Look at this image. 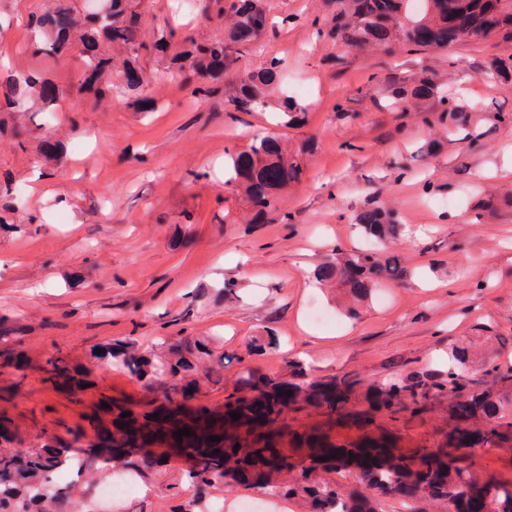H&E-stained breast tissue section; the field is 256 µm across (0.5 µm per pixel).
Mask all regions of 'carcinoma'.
Returning <instances> with one entry per match:
<instances>
[{"instance_id": "obj_1", "label": "carcinoma", "mask_w": 512, "mask_h": 512, "mask_svg": "<svg viewBox=\"0 0 512 512\" xmlns=\"http://www.w3.org/2000/svg\"><path fill=\"white\" fill-rule=\"evenodd\" d=\"M336 12L329 27L315 19L311 25L318 35L336 39L359 50L391 52L397 46L408 52L420 48L446 49L453 44L472 42L493 35L512 41V0H424L425 10L409 13L410 0H335ZM112 23L102 25L84 18L80 38L85 54L86 77L77 92L91 94L101 102L116 95L138 112H148L146 101L136 97L143 83L133 79L142 70L140 56L157 52L171 55L179 71L194 72L204 79L218 80L224 67L240 53L238 46L260 36L267 27L268 16L261 0H210L216 17H230L228 39L197 43L180 35L176 27L151 41L137 38L138 15L128 10L129 0H107ZM404 14L407 22L398 19ZM31 26L43 36L38 51L57 55L71 44L78 25L72 0H56L48 9L35 14ZM278 62L270 60L240 81L239 87L224 98V111L250 112L266 104L265 90L273 81ZM492 80L512 78V54L496 58L487 73ZM10 108L22 111L24 96L36 94L49 109L57 108L59 92L39 72L24 76L21 86L10 90ZM428 125L440 124L450 129L465 126L461 106L445 97L425 116ZM298 165L283 158L278 142L271 137L257 138L246 152L230 157L228 179L244 186L255 216L264 218L274 209L275 191L299 179ZM357 223L365 234L385 242L402 234V225L380 208L362 212ZM406 269L395 255L381 252L336 253V261L323 266L322 281L334 279L344 285L356 299L366 298L372 288L383 281H400ZM101 356L114 359L130 375L150 384L162 383L166 405L141 416H128L114 422V430L101 439L99 448H88L77 456L80 474L107 470L104 482L117 476L136 480L142 467L153 464L144 456L131 459L132 450L143 445L174 444L192 459L183 470L182 479L204 493L216 486L231 487L230 475L247 482L244 469L265 467L286 474L278 485L267 484L270 494L301 498L311 505V512H376L373 497L395 496L418 500H437L448 512H512V482L488 478L464 464L451 452L462 448H505L512 446V422L495 423L502 403L493 387L478 384L465 376L459 365L465 351L451 349L448 372L425 380L410 382L390 379L380 385L367 386L364 400L370 409L391 419L408 412L419 415L428 410L430 400L448 395V415L453 427L444 436L439 450L426 448L405 452L387 434L364 435L349 446L337 444L328 431L315 427L293 438L296 447L308 453L288 461V442L280 430L288 412L311 407L321 411L327 423L351 415L347 411L354 383L347 379L292 382L281 376L257 375L244 369L232 391L224 398V414L211 415L201 406L196 413L183 409L188 390L198 392L197 369L205 376L224 366V356L215 364L199 367L198 362L212 357L209 345L191 337L167 347V356H148L135 342L129 341L103 349ZM292 395H287V392ZM240 414L234 420L230 412ZM188 429L189 436L176 440L174 432ZM211 436L220 437L212 442ZM11 436L0 424V512H70L71 485L56 481V472L71 459L64 444L54 440L29 448H8ZM354 466L357 478L368 493L346 494L319 475L337 465Z\"/></svg>"}]
</instances>
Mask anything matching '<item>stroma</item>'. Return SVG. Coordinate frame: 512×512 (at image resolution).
Instances as JSON below:
<instances>
[{
  "label": "stroma",
  "mask_w": 512,
  "mask_h": 512,
  "mask_svg": "<svg viewBox=\"0 0 512 512\" xmlns=\"http://www.w3.org/2000/svg\"><path fill=\"white\" fill-rule=\"evenodd\" d=\"M269 23L229 66L206 100L172 73L160 56L143 58V96L155 112L132 111L69 95L84 72L83 47L37 55L31 15L48 0H0V84L32 71L67 96L56 120L36 100L22 112H0L21 138L0 136V326L15 330L28 365L0 368V422L13 445L46 439L96 443L121 409L161 405L151 389L93 350L119 341L153 352L165 339L215 338L224 355L216 382L201 381L197 404L220 408L243 368L281 374L302 362L310 377L357 378L350 409H363L369 383L444 372L448 349L467 347L466 373L481 379L490 366H512V80L481 77L512 43L495 38L440 53L361 57L317 36L311 22L330 0H264ZM142 35L152 41L171 25L172 0H137ZM188 0L182 36L220 38L223 25L204 20ZM280 61L266 89V110L227 115L224 96L246 72ZM428 73L438 95L470 115L465 129L428 127L434 98L393 102L394 87ZM303 104L295 124L279 114L282 100ZM272 136L301 165L299 182L275 195L282 223H252L248 203L224 184L227 154ZM59 143L46 157L45 142ZM393 211L404 234L390 244L408 270L382 284L348 317L343 289L320 284L315 272L337 250L361 252L366 236L356 218ZM36 214L38 223L26 221ZM233 283L226 293L225 283ZM278 347L249 354L256 336ZM62 353L74 380H43L44 360ZM448 402L433 401L419 419L389 420L405 447L436 449ZM184 457L139 479L130 512H175L194 495L181 480ZM224 512L242 500L269 512H306L298 500L258 486L215 490Z\"/></svg>",
  "instance_id": "obj_1"
}]
</instances>
